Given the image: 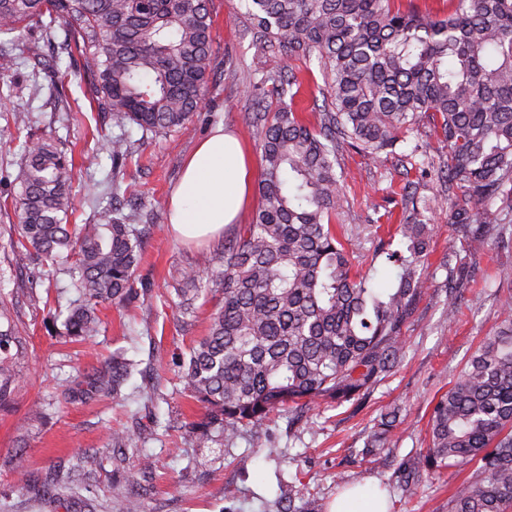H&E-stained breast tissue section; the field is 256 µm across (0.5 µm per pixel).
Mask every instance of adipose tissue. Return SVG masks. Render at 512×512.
<instances>
[{
    "label": "adipose tissue",
    "instance_id": "ef3b65f1",
    "mask_svg": "<svg viewBox=\"0 0 512 512\" xmlns=\"http://www.w3.org/2000/svg\"><path fill=\"white\" fill-rule=\"evenodd\" d=\"M252 168L240 139L216 127L187 158L169 199L168 222L182 239L219 235L249 202Z\"/></svg>",
    "mask_w": 512,
    "mask_h": 512
}]
</instances>
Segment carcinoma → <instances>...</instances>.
Masks as SVG:
<instances>
[{
  "label": "carcinoma",
  "mask_w": 512,
  "mask_h": 512,
  "mask_svg": "<svg viewBox=\"0 0 512 512\" xmlns=\"http://www.w3.org/2000/svg\"><path fill=\"white\" fill-rule=\"evenodd\" d=\"M443 16L395 0H245L240 13L259 34V49L316 59L323 105L316 125L293 108L303 79L270 73L260 89L276 95L274 112H253L250 126L262 150L260 201L251 223L224 244L217 258L220 299L206 336L179 362L182 392L206 410L188 425L201 448L217 433L227 442L241 429H263L269 413L318 400L341 402L368 393L390 375L405 352L402 327L431 284L428 271L435 226L429 214L448 206V223L468 250L512 244V0H449ZM78 56L91 103L109 114L121 134L112 138V170L133 157L127 127L168 134L182 127L212 82L209 0H0V38L16 56L33 35ZM447 150L437 169L448 194L420 195L407 182L393 236L375 221L348 225V200L336 174L347 144L379 160L394 151L424 116ZM72 164L53 136L25 142L12 195L17 223L3 228L15 261L70 264L79 293L64 321L65 335L86 341L99 333L98 306L137 294L141 230L124 216L68 223ZM462 195L454 193V186ZM375 239L392 276L384 288L352 272L344 242ZM446 315L453 322L473 262L450 255ZM182 326L208 297L204 277L185 271L172 283ZM502 321L471 355L458 379L433 405L429 441L419 449L427 474L476 464L478 479L457 486L448 512H512V294L501 301ZM29 347L19 315L0 296V410L15 402ZM132 363L114 353L89 378H66L72 390L121 397ZM401 411L380 415L362 456L389 447ZM113 460L134 438L115 434ZM65 469L52 468L27 487L57 510L75 474L94 475L96 450ZM135 485L117 487L119 506L140 512Z\"/></svg>",
  "instance_id": "obj_1"
}]
</instances>
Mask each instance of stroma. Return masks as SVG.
<instances>
[{"instance_id":"stroma-1","label":"stroma","mask_w":512,"mask_h":512,"mask_svg":"<svg viewBox=\"0 0 512 512\" xmlns=\"http://www.w3.org/2000/svg\"><path fill=\"white\" fill-rule=\"evenodd\" d=\"M210 8L215 75L209 94L175 132L145 136L131 129L136 153L120 173H113L103 143L116 130L107 113L91 109L86 79L56 45L42 44L36 57L12 69L11 89L0 94V202L16 187L27 134L46 133L58 139L63 152L91 151L99 156L97 165L78 164L73 169L72 223L96 221L115 205L135 223L150 227L135 283L139 295L118 307L101 306V330L89 342H72L64 335L63 321L76 298L69 276L35 263L17 268L10 249L0 245V292L33 285L48 297L47 305L21 308L31 357L13 408L0 411V512H45L26 494L25 485L83 450H106L113 432L132 435L136 447L127 449L123 468L104 460L95 476L83 482L68 512H84L87 503L103 502L110 486L125 483L144 456L150 461L151 477L141 496V512H278L280 500L288 497L298 512H330L338 492L366 482L385 492L388 512H448L455 487L474 479L473 466L420 477L413 494L406 497L392 493L391 487L396 476L417 470L416 451L427 444L431 408L496 328L498 298L512 291V279L503 281L498 275L500 264L508 260L506 254L481 249L460 314L455 323L445 321L446 272L438 264L448 253H465L467 246L455 236L444 209L432 217L436 233L429 261L436 270L431 288L402 329L404 357L367 398L340 405L323 401L289 414L275 411L261 432L246 428L234 441L216 438L205 448L197 447L185 432V422L203 419L205 411L182 394L175 358L206 334L213 307L202 306L194 327L183 330L169 285L180 272L206 271L217 243L187 242L171 234L168 198L185 160L216 126L232 131L249 146L253 159H260L261 146L248 115L256 109L254 85L263 74L290 68L306 76L301 105L311 123L317 120L311 107L320 99L323 83L316 62L282 51H258L252 31L234 20L240 0H210ZM228 54L233 57L229 68L224 65ZM55 72L63 76L58 92L49 82ZM69 104L81 108L82 123L69 120ZM416 143L426 146L432 159L441 157L429 119H422ZM413 144L398 145L396 156L381 162L352 149L343 152L339 171L351 203L347 223L362 224L370 217L399 212ZM116 181L126 192L117 205L112 202ZM117 351L135 363L123 400L70 401L61 378L92 371ZM151 386L156 389L154 397L144 399L145 388ZM36 404L43 413L29 418L28 411ZM391 407L401 408L404 415L391 446L375 457L362 458L368 430Z\"/></svg>"}]
</instances>
